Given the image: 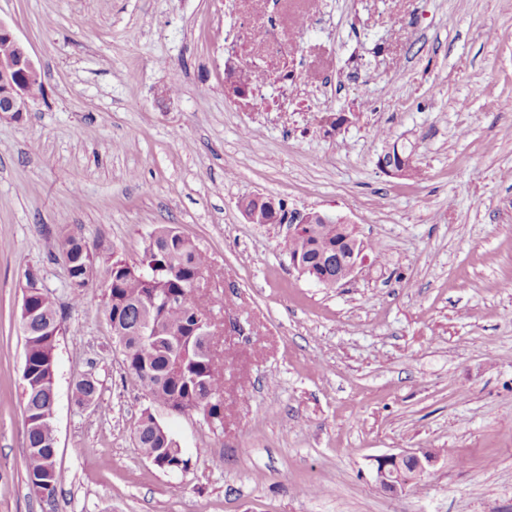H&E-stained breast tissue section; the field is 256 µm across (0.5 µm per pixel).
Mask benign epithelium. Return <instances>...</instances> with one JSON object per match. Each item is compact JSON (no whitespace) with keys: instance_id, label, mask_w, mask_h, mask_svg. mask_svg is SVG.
I'll return each mask as SVG.
<instances>
[{"instance_id":"obj_1","label":"benign epithelium","mask_w":512,"mask_h":512,"mask_svg":"<svg viewBox=\"0 0 512 512\" xmlns=\"http://www.w3.org/2000/svg\"><path fill=\"white\" fill-rule=\"evenodd\" d=\"M0 42L5 49L0 52V120L20 122L31 110L34 98L30 88L43 83L41 70L34 61L31 52L12 27L0 19ZM241 70L229 68L226 72V83L233 93L245 97L250 89L240 82ZM412 162V156L404 155L399 150V143L387 144L383 154L379 156V166L395 177L404 176ZM257 209L242 206L247 221L255 223L260 207H265L272 214V219L279 220L276 201L265 195L252 196ZM335 217L320 211H309L302 215L288 216L289 233L294 234L307 228H315L317 224H330ZM347 250H336L334 254H325L317 260L304 261L300 256L290 258L291 265L302 275L328 288L335 287L356 276L360 266L366 259L365 249L357 236V227L346 223L342 226ZM438 461V455L432 451L421 454L416 452H400L386 454L373 459V474L376 484L384 491L398 493L411 485L419 483L428 468Z\"/></svg>"}]
</instances>
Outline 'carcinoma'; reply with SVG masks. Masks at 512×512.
I'll list each match as a JSON object with an SVG mask.
<instances>
[{
  "instance_id": "obj_1",
  "label": "carcinoma",
  "mask_w": 512,
  "mask_h": 512,
  "mask_svg": "<svg viewBox=\"0 0 512 512\" xmlns=\"http://www.w3.org/2000/svg\"><path fill=\"white\" fill-rule=\"evenodd\" d=\"M341 240L338 226L318 224L312 235L291 236L285 243L289 254L300 252L314 260L336 248ZM71 244L64 260L69 283L77 284L73 300L83 298L85 285L98 260L80 236L67 235ZM208 266V257L177 228L162 225L150 235L143 256L131 271L113 261L106 266L108 322L119 321L124 364L152 402L172 414L196 412L215 417L224 405V372L206 348L207 339L192 329L199 313L194 285ZM26 302L34 317L24 333L22 395L27 448V484L48 472L54 436L51 406L55 389L48 379L50 361L59 334L55 302L49 295L29 294ZM138 448L156 461L164 472L188 469L191 459L178 449L169 430H161L154 413L146 409L133 424Z\"/></svg>"
}]
</instances>
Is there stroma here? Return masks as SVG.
<instances>
[{"mask_svg": "<svg viewBox=\"0 0 512 512\" xmlns=\"http://www.w3.org/2000/svg\"><path fill=\"white\" fill-rule=\"evenodd\" d=\"M0 20L44 81L0 121V512H512V0H0ZM268 23L292 77L235 97L226 63L273 54L224 37ZM382 129L416 178L379 168ZM257 193L356 224L371 258L332 288L300 275L287 225L245 219ZM162 224L209 257L197 296L224 361L223 426L156 412L178 473L136 446L151 401L104 274L74 303L59 257L73 233L132 262ZM29 270L62 321L50 501L26 481ZM421 450L440 460L409 491L374 482L371 458Z\"/></svg>", "mask_w": 512, "mask_h": 512, "instance_id": "obj_1", "label": "stroma"}]
</instances>
